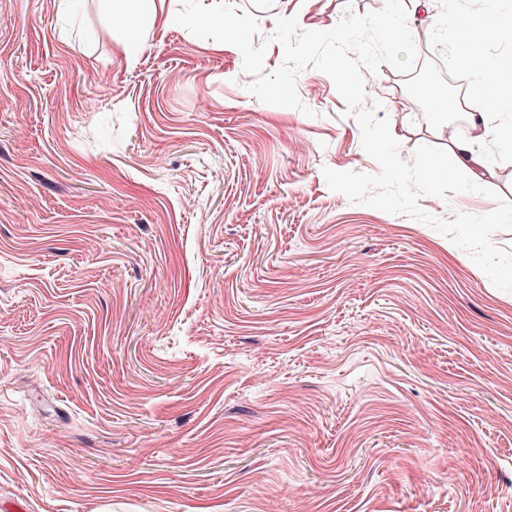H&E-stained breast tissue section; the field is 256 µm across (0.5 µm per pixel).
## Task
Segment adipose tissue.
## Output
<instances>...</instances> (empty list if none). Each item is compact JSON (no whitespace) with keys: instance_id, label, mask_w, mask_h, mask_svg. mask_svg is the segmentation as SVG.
I'll list each match as a JSON object with an SVG mask.
<instances>
[{"instance_id":"obj_1","label":"adipose tissue","mask_w":512,"mask_h":512,"mask_svg":"<svg viewBox=\"0 0 512 512\" xmlns=\"http://www.w3.org/2000/svg\"><path fill=\"white\" fill-rule=\"evenodd\" d=\"M507 25L497 21L492 13H485L483 24L477 35L462 33L456 43L457 51L471 61L474 66L475 84L479 87L487 86V68L483 65L485 50L493 44L496 34L506 33ZM512 110V91L501 90L497 93V106L493 109L474 108L464 112L466 125L462 132L456 133L450 141L448 159L444 162L429 160L425 169L431 179H439L455 169L468 170L474 180H482L489 172V166L483 155L478 153L474 145L476 142L495 137L502 138L503 133L497 123L500 107Z\"/></svg>"}]
</instances>
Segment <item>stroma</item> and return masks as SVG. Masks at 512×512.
<instances>
[{"instance_id":"stroma-1","label":"stroma","mask_w":512,"mask_h":512,"mask_svg":"<svg viewBox=\"0 0 512 512\" xmlns=\"http://www.w3.org/2000/svg\"><path fill=\"white\" fill-rule=\"evenodd\" d=\"M232 2L264 38L385 4ZM458 8L406 22L481 106L454 45L484 2ZM178 9L0 0V512H512V292L329 189L380 167L326 74L265 104ZM364 86L405 162L465 125L389 64ZM476 149L491 196L422 209L512 202V152Z\"/></svg>"}]
</instances>
